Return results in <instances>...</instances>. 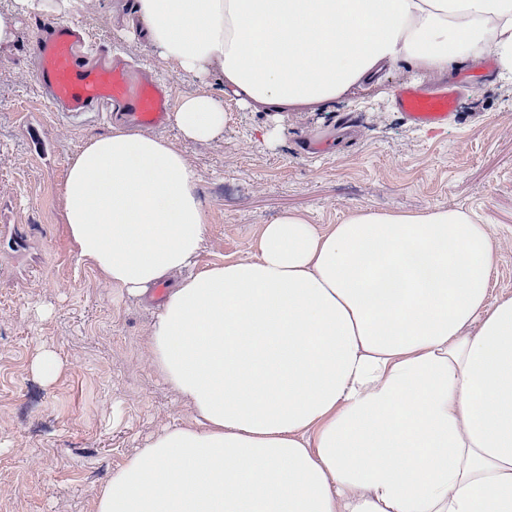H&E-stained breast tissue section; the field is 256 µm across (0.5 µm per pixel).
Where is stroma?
<instances>
[{"mask_svg": "<svg viewBox=\"0 0 512 512\" xmlns=\"http://www.w3.org/2000/svg\"><path fill=\"white\" fill-rule=\"evenodd\" d=\"M133 7L88 0L75 22L149 69L174 101H224L214 140L185 139L172 123L157 133L197 174L209 219L201 264L252 257L264 225L288 210L326 225L359 206L462 207L492 234L493 295L512 292V81L493 74L469 89L440 131L405 123L394 94L444 76L403 64L319 112H258L225 98L219 66L196 78L159 64L127 33ZM36 21L19 16L16 44L0 52V512H95L94 492L113 471L195 414L153 366L155 305L105 282L67 234L68 163L112 127L45 105L31 58ZM30 124L45 145L27 138ZM46 350L58 363L47 381L33 370Z\"/></svg>", "mask_w": 512, "mask_h": 512, "instance_id": "35a3bbf8", "label": "stroma"}]
</instances>
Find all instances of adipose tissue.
Masks as SVG:
<instances>
[{
  "mask_svg": "<svg viewBox=\"0 0 512 512\" xmlns=\"http://www.w3.org/2000/svg\"><path fill=\"white\" fill-rule=\"evenodd\" d=\"M17 17L85 0H13ZM161 62L259 112L314 111L397 64L448 73L494 52L512 77V0H135ZM186 139L224 106L185 98ZM68 234L134 296L175 285L153 323L158 374L196 425L156 436L95 491L96 512H512V294L464 208L357 207L264 225L255 254L196 269L207 215L166 140L113 128L68 164Z\"/></svg>",
  "mask_w": 512,
  "mask_h": 512,
  "instance_id": "ef3b65f1",
  "label": "adipose tissue"
}]
</instances>
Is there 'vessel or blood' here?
Masks as SVG:
<instances>
[{
    "instance_id": "1",
    "label": "vessel or blood",
    "mask_w": 512,
    "mask_h": 512,
    "mask_svg": "<svg viewBox=\"0 0 512 512\" xmlns=\"http://www.w3.org/2000/svg\"><path fill=\"white\" fill-rule=\"evenodd\" d=\"M37 59L35 82L62 112L105 109L136 128L164 125L172 109L167 91L144 73L114 58L110 48L93 41L79 26L40 22L32 43ZM473 85L471 70L443 86H406L397 90L395 105L412 125L444 128L460 96Z\"/></svg>"
}]
</instances>
